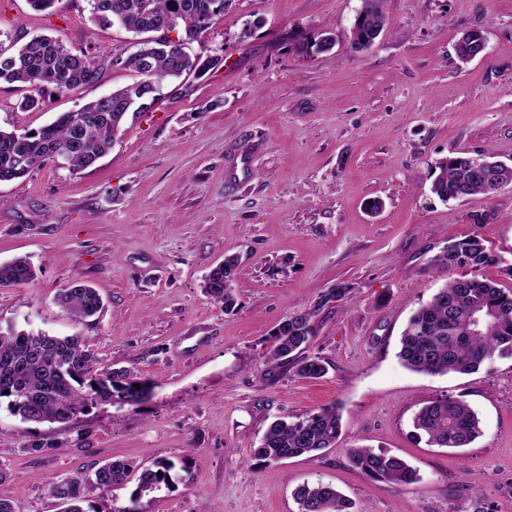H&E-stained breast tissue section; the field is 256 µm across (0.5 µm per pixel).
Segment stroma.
I'll use <instances>...</instances> for the list:
<instances>
[{"instance_id": "1", "label": "stroma", "mask_w": 512, "mask_h": 512, "mask_svg": "<svg viewBox=\"0 0 512 512\" xmlns=\"http://www.w3.org/2000/svg\"><path fill=\"white\" fill-rule=\"evenodd\" d=\"M360 0H234L191 53L224 62L165 86L112 151L82 173L47 164L0 183V263L25 256L31 284L0 288V328L85 337L102 363L128 369L142 402L102 404L70 423H25L0 403V497L16 512H60L49 484L111 458L174 462L167 486L136 481L93 495L94 512H298L294 488L322 482L354 512H512V359L471 374L426 375L398 358L408 317L447 281L428 262L448 243L485 239L483 278L512 291V185L442 202L438 161L490 153L512 161V0H386L389 30L354 50ZM482 30L484 56L461 63L462 33ZM0 31L51 35L102 53L135 40L91 21L88 0L49 12L0 0ZM332 33L335 47L296 55L292 39ZM122 67L77 92L0 82V129L24 132L132 82ZM378 202L370 210V202ZM239 258L232 312L204 277ZM73 280L106 310L75 322L56 296ZM347 295L318 308L321 291ZM313 313L311 353L328 369L303 379L268 370L284 317ZM451 395L478 415L464 448L413 435L422 404ZM342 408L335 447L269 464L252 457L268 425ZM395 454L414 484L369 479L352 448Z\"/></svg>"}]
</instances>
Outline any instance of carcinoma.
Returning a JSON list of instances; mask_svg holds the SVG:
<instances>
[{
	"label": "carcinoma",
	"mask_w": 512,
	"mask_h": 512,
	"mask_svg": "<svg viewBox=\"0 0 512 512\" xmlns=\"http://www.w3.org/2000/svg\"><path fill=\"white\" fill-rule=\"evenodd\" d=\"M91 19L97 24H118L143 36L135 50L115 48L99 57L74 51L57 37L39 35L24 43L0 41V81L22 83L40 90L74 92L98 81L104 66H120L136 75L129 84L85 103L74 112H62L35 131L0 130V183L27 177L50 161H59L75 173L95 165L108 154L130 115L149 110L162 96L163 84L191 75L201 77L217 66L220 58L194 55L189 46L200 40L214 19L232 0H89ZM384 0H361L351 30L356 49L370 47L388 28ZM177 32L172 38L170 33ZM482 31L469 30L456 43L459 60L468 62L484 53ZM335 39L295 40L294 50L310 57L333 49ZM431 192L448 202L475 195H491L512 184V164L490 154L450 156L438 163ZM495 261L477 235L448 244L431 259L437 273L462 270L448 280L408 319L398 356L413 371L429 374H469L494 359H512V293L483 279L479 271ZM238 257L226 256L205 276L202 291L230 311L236 306L232 282ZM35 269L27 258L0 264V287L28 284ZM348 288L338 284L323 292L322 308L342 300ZM57 301L74 320L96 323L105 305L99 292L71 281L58 292ZM315 312H296L275 326L266 355L268 366L287 365L305 379L327 374L319 356L307 354L312 343ZM480 317L474 322L473 317ZM136 378L124 369L102 364L80 336L0 331V400L24 422L68 423L88 409L118 399L140 403L145 387L135 388ZM413 427L427 445L462 448L481 435L480 420L463 400L437 397L418 410ZM341 432L339 407L334 404L294 421L279 418L264 432L253 455L268 462L314 454L332 447ZM351 462L373 480L393 485L417 481V473L404 460L383 450L352 448ZM174 462L158 460L136 467L112 458L80 476L52 482L51 495L61 512H88L83 503L109 492L135 477L142 492L167 483ZM299 512H351L352 503L336 488L305 483L293 491Z\"/></svg>",
	"instance_id": "obj_1"
}]
</instances>
